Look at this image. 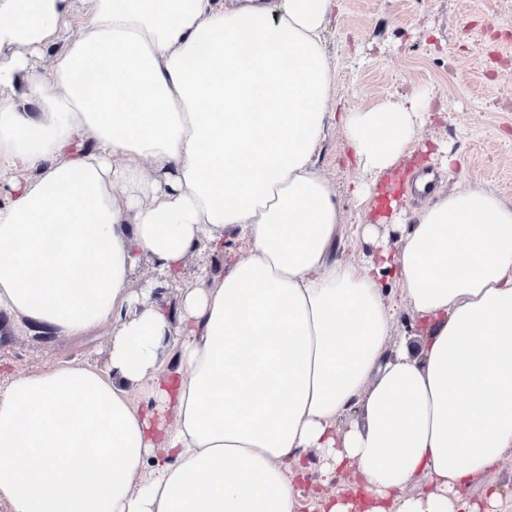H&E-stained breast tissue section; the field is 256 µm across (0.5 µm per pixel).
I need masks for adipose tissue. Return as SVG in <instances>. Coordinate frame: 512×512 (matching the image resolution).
<instances>
[{
    "instance_id": "obj_1",
    "label": "adipose tissue",
    "mask_w": 512,
    "mask_h": 512,
    "mask_svg": "<svg viewBox=\"0 0 512 512\" xmlns=\"http://www.w3.org/2000/svg\"><path fill=\"white\" fill-rule=\"evenodd\" d=\"M334 8L0 0V313L110 336L105 365L0 387V512H299L315 450L368 495L319 512H469L512 452V204L459 186L396 248L336 260L329 121L370 213L433 95L330 109ZM239 239L176 311L129 290L141 258L168 280ZM248 243L246 241H237L232 243L230 249L224 251V255H209L205 260V267L210 269L221 268L226 269L236 257L243 256L248 251Z\"/></svg>"
}]
</instances>
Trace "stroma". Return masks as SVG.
I'll return each instance as SVG.
<instances>
[{"label": "stroma", "instance_id": "stroma-1", "mask_svg": "<svg viewBox=\"0 0 512 512\" xmlns=\"http://www.w3.org/2000/svg\"><path fill=\"white\" fill-rule=\"evenodd\" d=\"M325 42L336 67L332 102L366 108L416 88L433 91L437 106L422 141L447 143L454 165L417 153L404 175L428 168L441 176L437 190L464 182L512 202V0H337ZM347 152L344 130L329 125L316 167L341 204L345 230L336 258L343 262L374 251L361 236L363 211L351 195L361 174L347 165ZM247 251L239 241L222 254L190 257L179 277L160 286L144 259L132 288L152 289L153 301L173 309L186 289L202 285L204 269L226 267ZM109 344L103 329L61 336L16 334L1 325L0 383L61 363L104 365Z\"/></svg>", "mask_w": 512, "mask_h": 512}]
</instances>
